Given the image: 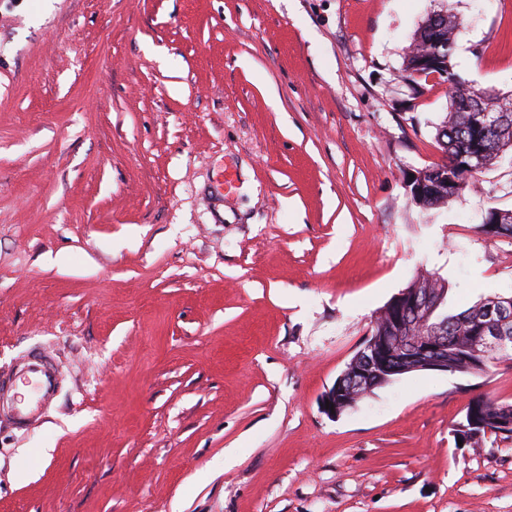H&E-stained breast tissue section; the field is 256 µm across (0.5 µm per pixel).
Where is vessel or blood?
Instances as JSON below:
<instances>
[{"label": "vessel or blood", "mask_w": 512, "mask_h": 512, "mask_svg": "<svg viewBox=\"0 0 512 512\" xmlns=\"http://www.w3.org/2000/svg\"><path fill=\"white\" fill-rule=\"evenodd\" d=\"M22 371L31 387L28 400L13 403L7 419L13 425L27 427L36 422L42 408L53 401L58 388V377L45 353H28L22 362Z\"/></svg>", "instance_id": "obj_1"}]
</instances>
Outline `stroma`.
Listing matches in <instances>:
<instances>
[{
    "label": "stroma",
    "instance_id": "stroma-1",
    "mask_svg": "<svg viewBox=\"0 0 512 512\" xmlns=\"http://www.w3.org/2000/svg\"><path fill=\"white\" fill-rule=\"evenodd\" d=\"M512 95V0H0V373L62 381L0 420V512H512V440L459 447L512 360L325 394L418 271L512 295V152L448 205L445 84ZM447 13L448 18L440 15L434 16L429 25V36L426 40L424 50L415 49L409 52L412 58L411 70H413L415 74L421 73L422 71L429 72H425L423 75L415 76L412 73H407V69L405 67L403 71L405 73V77L414 82H417V80L427 81L430 75L435 73L434 76H438L436 72H439V81L448 85V97L451 108L454 104L456 95L460 98H464V96H466V98L469 99L472 95L480 92V90L467 84L465 81H462L454 72L452 56L455 46L456 31H454V28L452 27L448 28V19L452 21L456 18V16L450 11ZM447 47L448 56L444 57L442 49ZM442 61H444V65H447L448 67V75L446 76L442 74V72H444L443 69H435L438 66L443 65L441 64ZM459 83L462 85L466 84L467 87H464V90L462 91V86H459ZM489 212L490 216L485 219L484 224L483 222L481 224L482 229L487 233L512 237V222L508 224V221H510L509 217L512 215L511 212H504L497 209H491ZM490 225L491 227H489ZM501 226H503V228L501 232H499ZM20 371L31 387L32 396L27 401L12 404L5 417L18 427L36 422L42 408L53 401L57 393L58 377L49 356L43 352H30L24 358Z\"/></svg>",
    "mask_w": 512,
    "mask_h": 512
}]
</instances>
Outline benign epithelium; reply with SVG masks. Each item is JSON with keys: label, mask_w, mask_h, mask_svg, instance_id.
Here are the masks:
<instances>
[{"label": "benign epithelium", "mask_w": 512, "mask_h": 512, "mask_svg": "<svg viewBox=\"0 0 512 512\" xmlns=\"http://www.w3.org/2000/svg\"><path fill=\"white\" fill-rule=\"evenodd\" d=\"M429 36L425 48L410 52L411 70L414 73L430 71L448 61L442 49L448 47V18L436 15L428 29ZM484 149L474 145L469 151L454 158L453 163H441L435 167L421 169L408 184L412 185L411 194L423 201L436 196L443 186L453 191L458 184V176L472 173L485 166ZM440 299L429 288L413 296L398 294L385 312L390 324L402 327L404 319L417 323L421 332L415 336H382L368 343L363 356L369 361L365 370L356 367L344 370L336 379L334 386L327 392L325 400L334 409H325L326 413L340 414L359 398L358 391H371L379 382L395 373L386 365V358L403 345L409 346L410 369L448 371V341L439 336L440 325L432 321V314L438 308ZM485 317L480 334L470 337V346L476 355L487 356L499 349L512 345V333L505 325L512 318V298H492L484 308Z\"/></svg>", "instance_id": "obj_1"}]
</instances>
